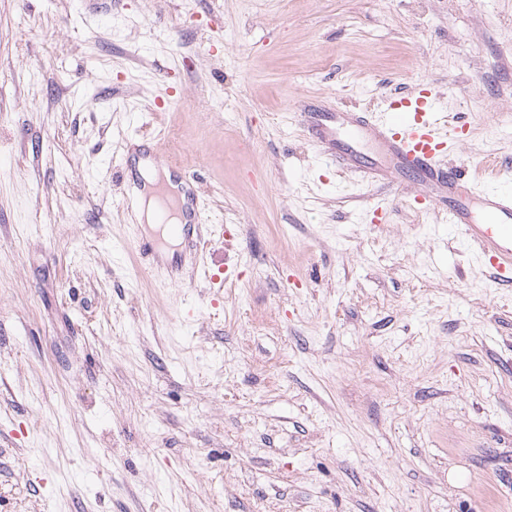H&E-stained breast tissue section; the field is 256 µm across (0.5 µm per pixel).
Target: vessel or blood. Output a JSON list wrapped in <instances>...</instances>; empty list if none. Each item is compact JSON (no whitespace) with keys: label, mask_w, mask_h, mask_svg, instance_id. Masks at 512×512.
I'll return each instance as SVG.
<instances>
[{"label":"vessel or blood","mask_w":512,"mask_h":512,"mask_svg":"<svg viewBox=\"0 0 512 512\" xmlns=\"http://www.w3.org/2000/svg\"><path fill=\"white\" fill-rule=\"evenodd\" d=\"M297 118L325 162L341 168H360L369 179L400 191L424 209L444 208L449 223L460 227L476 247L480 262L494 283L512 285V184L490 187L471 180L447 161L449 151L463 142L466 126L445 127L434 108L429 85L388 99L378 112H298ZM370 143L373 158L361 162V145ZM169 180L145 182L138 165L122 161L119 176L127 183L128 213H135L139 195L156 197L158 221L169 237L181 241L183 254L166 269L171 284L191 282L194 253L206 231L197 195L196 173L168 166ZM136 252L144 270L162 269L164 239L138 236Z\"/></svg>","instance_id":"b4317fda"}]
</instances>
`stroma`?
Here are the masks:
<instances>
[{"label": "stroma", "instance_id": "obj_1", "mask_svg": "<svg viewBox=\"0 0 512 512\" xmlns=\"http://www.w3.org/2000/svg\"><path fill=\"white\" fill-rule=\"evenodd\" d=\"M97 3L0 0V512H512V288L293 119L427 82L512 181V0ZM128 136L203 177L193 285ZM135 241L136 252L139 257L145 260L143 264L144 271L156 272L159 274L161 267L160 255L167 247L163 237L149 238L139 232Z\"/></svg>", "mask_w": 512, "mask_h": 512}]
</instances>
